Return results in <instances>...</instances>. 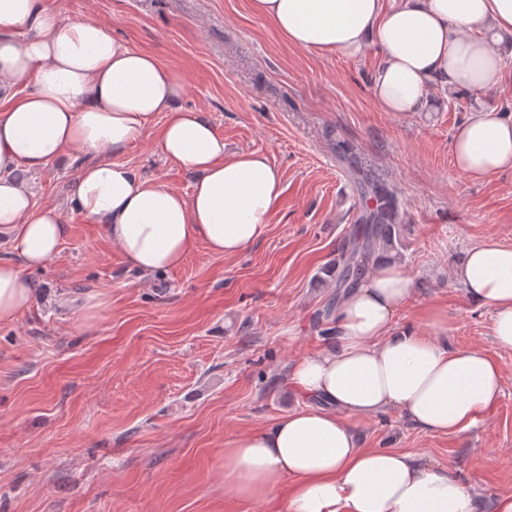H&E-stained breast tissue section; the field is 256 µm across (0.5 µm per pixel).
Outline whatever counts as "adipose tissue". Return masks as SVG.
<instances>
[{
	"label": "adipose tissue",
	"mask_w": 512,
	"mask_h": 512,
	"mask_svg": "<svg viewBox=\"0 0 512 512\" xmlns=\"http://www.w3.org/2000/svg\"><path fill=\"white\" fill-rule=\"evenodd\" d=\"M290 44L355 58L376 48L372 95L385 112L427 105L435 85L495 90L506 70L496 38L512 35V0H253ZM185 77L131 49L88 18L46 0H0V322L15 320L38 290L31 271L56 260L67 212L99 225L144 276L173 270L197 248L232 256L266 232L282 176L259 152L225 155L224 139L177 99ZM158 125L157 147L192 171L190 194L138 174L119 154ZM456 168L475 180L512 172V115L470 112L451 142ZM85 156L65 206L41 205L26 173ZM469 301L491 309L489 334L512 351V244L488 240L454 263ZM414 282L376 255L336 312L333 336L300 359L288 382L301 406L224 442V476L255 512H483L475 487L432 459L364 448L359 421L397 410L420 430L459 435L502 396L500 364L448 339V315L425 310L400 325Z\"/></svg>",
	"instance_id": "adipose-tissue-1"
}]
</instances>
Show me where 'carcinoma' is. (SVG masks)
<instances>
[{"label": "carcinoma", "instance_id": "cac0c4a2", "mask_svg": "<svg viewBox=\"0 0 512 512\" xmlns=\"http://www.w3.org/2000/svg\"><path fill=\"white\" fill-rule=\"evenodd\" d=\"M358 190L366 201L356 220L361 229L338 256V288L346 281L357 285L376 254L396 252L401 245V203L396 193L372 169L361 166L358 167Z\"/></svg>", "mask_w": 512, "mask_h": 512}]
</instances>
